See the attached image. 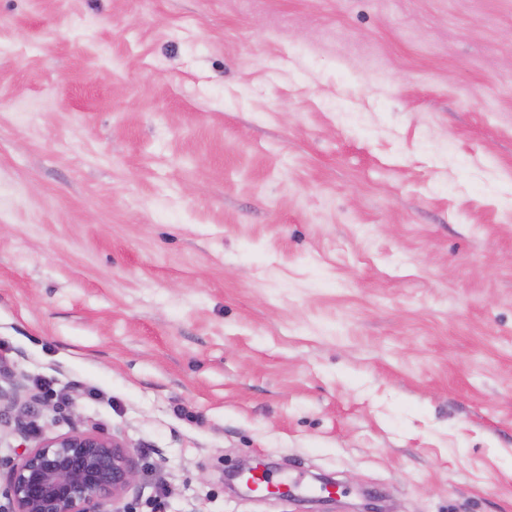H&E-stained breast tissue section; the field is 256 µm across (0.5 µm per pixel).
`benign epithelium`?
<instances>
[{
  "mask_svg": "<svg viewBox=\"0 0 512 512\" xmlns=\"http://www.w3.org/2000/svg\"><path fill=\"white\" fill-rule=\"evenodd\" d=\"M24 408L44 396L17 385L0 399ZM7 468L4 496L8 506L0 512H111L133 489L136 467L128 446L118 437L95 430H78L42 441L18 459H0ZM258 463L242 465L231 475L247 494L256 492L253 476L264 471Z\"/></svg>",
  "mask_w": 512,
  "mask_h": 512,
  "instance_id": "1",
  "label": "benign epithelium"
}]
</instances>
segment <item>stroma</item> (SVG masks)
I'll return each mask as SVG.
<instances>
[{"label": "stroma", "instance_id": "stroma-1", "mask_svg": "<svg viewBox=\"0 0 512 512\" xmlns=\"http://www.w3.org/2000/svg\"><path fill=\"white\" fill-rule=\"evenodd\" d=\"M15 383L131 512H512V0H0Z\"/></svg>", "mask_w": 512, "mask_h": 512}]
</instances>
